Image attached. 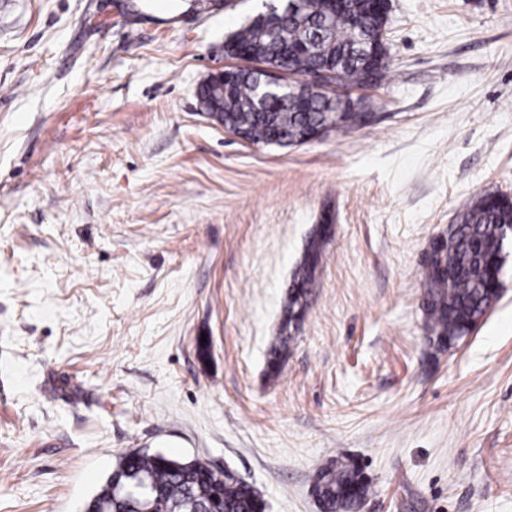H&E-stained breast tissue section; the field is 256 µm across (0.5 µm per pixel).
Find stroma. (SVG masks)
I'll use <instances>...</instances> for the list:
<instances>
[{"mask_svg":"<svg viewBox=\"0 0 512 512\" xmlns=\"http://www.w3.org/2000/svg\"><path fill=\"white\" fill-rule=\"evenodd\" d=\"M0 0V512H80L136 448L228 468L266 512H512V255L448 352L422 256L512 195V0H390L364 126L253 144L200 81L267 0ZM332 226L278 376L267 351L312 229ZM369 491L363 469L353 460L336 458L321 468L315 495L321 512H352Z\"/></svg>","mask_w":512,"mask_h":512,"instance_id":"obj_1","label":"stroma"}]
</instances>
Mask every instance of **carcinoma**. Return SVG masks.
Returning <instances> with one entry per match:
<instances>
[{
  "label": "carcinoma",
  "instance_id": "obj_1",
  "mask_svg": "<svg viewBox=\"0 0 512 512\" xmlns=\"http://www.w3.org/2000/svg\"><path fill=\"white\" fill-rule=\"evenodd\" d=\"M355 15L338 12L329 21L327 34L317 40L312 26L302 19L289 25L288 45L294 47L288 67L304 76L319 64L331 61V85L343 89L361 83L359 38ZM234 45L256 52L267 63L278 59L280 42L261 28L248 24L231 36ZM224 113V124L236 128L255 144L272 141L290 146L321 124L334 102L328 91L300 104L293 99L275 109L258 101L252 78L228 84L223 94H211ZM365 113L348 106L339 127L359 126ZM512 225V198L484 193L459 212L448 225V242L424 266V329L429 347L445 352L469 335L500 295L505 258L497 246L500 229ZM326 235L307 241L296 265L282 310L278 336L267 353L268 373H279L295 341L310 297L316 288ZM369 491L363 469L353 460L336 459L321 468L315 495L321 512H354ZM264 512V500L249 483L228 470L216 469L197 459L137 449L118 457L112 472L85 500L82 512Z\"/></svg>",
  "mask_w": 512,
  "mask_h": 512
}]
</instances>
